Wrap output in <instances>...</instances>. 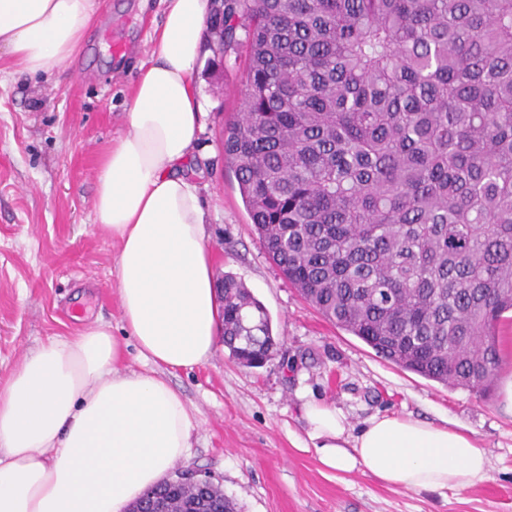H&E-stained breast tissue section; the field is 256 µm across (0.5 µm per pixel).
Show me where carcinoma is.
<instances>
[{"label": "carcinoma", "instance_id": "obj_1", "mask_svg": "<svg viewBox=\"0 0 512 512\" xmlns=\"http://www.w3.org/2000/svg\"><path fill=\"white\" fill-rule=\"evenodd\" d=\"M250 50L224 131L258 240L328 320L426 379L488 392L512 311V0H224ZM224 347L278 353L243 282L218 283ZM170 512H235L170 481Z\"/></svg>", "mask_w": 512, "mask_h": 512}]
</instances>
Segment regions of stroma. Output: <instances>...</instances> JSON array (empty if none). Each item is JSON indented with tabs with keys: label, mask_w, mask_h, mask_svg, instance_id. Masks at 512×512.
I'll return each mask as SVG.
<instances>
[{
	"label": "stroma",
	"mask_w": 512,
	"mask_h": 512,
	"mask_svg": "<svg viewBox=\"0 0 512 512\" xmlns=\"http://www.w3.org/2000/svg\"><path fill=\"white\" fill-rule=\"evenodd\" d=\"M162 0H100L82 50L64 68L33 76L0 49V387L25 352L71 339L84 324L121 331L115 279L119 244L96 227L97 165L129 129L132 92L153 49ZM248 46L194 72L205 109L186 173L199 186L217 274L241 279L265 307L278 355L237 364L224 346L192 370L167 372L195 418L181 469L213 476L237 512H512V325L492 392L446 386L379 357L327 320L263 252L224 130L241 110ZM86 312L84 321L76 309ZM336 406L352 428L376 414L423 419L485 448L486 480L445 494L390 487L360 473L323 469L308 446L304 399Z\"/></svg>",
	"instance_id": "obj_1"
}]
</instances>
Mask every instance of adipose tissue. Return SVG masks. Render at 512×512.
Listing matches in <instances>:
<instances>
[{
	"label": "adipose tissue",
	"mask_w": 512,
	"mask_h": 512,
	"mask_svg": "<svg viewBox=\"0 0 512 512\" xmlns=\"http://www.w3.org/2000/svg\"><path fill=\"white\" fill-rule=\"evenodd\" d=\"M155 49L141 65L130 130L102 156L95 212L120 243L122 329L152 372H122L106 323L26 352L0 390V512H123L191 448L194 418L166 370L212 357L221 330L214 266L197 184L182 172L202 127L193 74L210 0H163ZM97 0H0V48L46 74L78 52ZM320 464L416 492L463 490L489 459L467 436L397 415L350 434L344 413L303 404Z\"/></svg>",
	"instance_id": "ef3b65f1"
}]
</instances>
